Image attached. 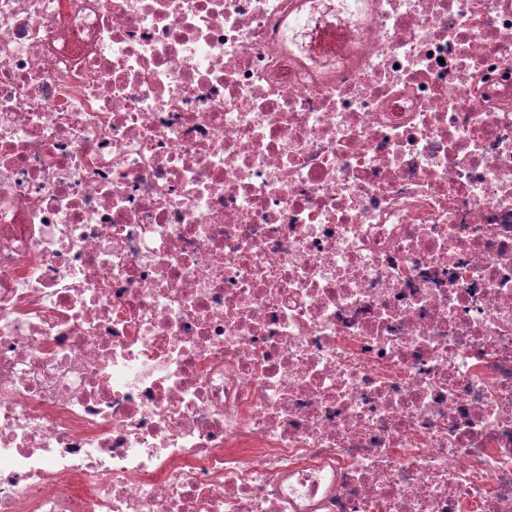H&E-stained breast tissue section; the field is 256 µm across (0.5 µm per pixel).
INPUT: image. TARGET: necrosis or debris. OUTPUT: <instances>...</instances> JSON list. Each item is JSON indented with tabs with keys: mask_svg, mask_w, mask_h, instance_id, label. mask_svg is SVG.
Returning <instances> with one entry per match:
<instances>
[{
	"mask_svg": "<svg viewBox=\"0 0 512 512\" xmlns=\"http://www.w3.org/2000/svg\"><path fill=\"white\" fill-rule=\"evenodd\" d=\"M0 512H512V0H0Z\"/></svg>",
	"mask_w": 512,
	"mask_h": 512,
	"instance_id": "obj_1",
	"label": "necrosis or debris"
}]
</instances>
